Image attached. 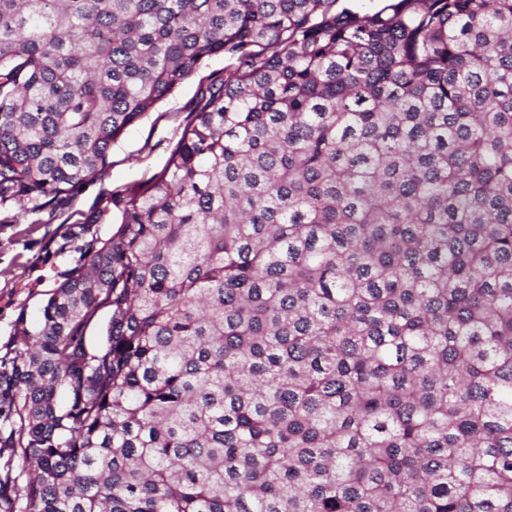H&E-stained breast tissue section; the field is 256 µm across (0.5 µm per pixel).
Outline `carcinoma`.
<instances>
[{"label":"carcinoma","mask_w":512,"mask_h":512,"mask_svg":"<svg viewBox=\"0 0 512 512\" xmlns=\"http://www.w3.org/2000/svg\"><path fill=\"white\" fill-rule=\"evenodd\" d=\"M337 3L0 0L24 212L224 57L0 357V512H512V0Z\"/></svg>","instance_id":"carcinoma-1"}]
</instances>
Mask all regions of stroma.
Listing matches in <instances>:
<instances>
[{"label": "stroma", "instance_id": "1", "mask_svg": "<svg viewBox=\"0 0 512 512\" xmlns=\"http://www.w3.org/2000/svg\"><path fill=\"white\" fill-rule=\"evenodd\" d=\"M224 72V59L206 61L112 145L106 173L75 189L66 223H47L46 211L20 215L16 200L0 201V355L16 349L22 329H35L51 293L83 266L114 221L91 223L113 192L139 186L166 164L202 90Z\"/></svg>", "mask_w": 512, "mask_h": 512}]
</instances>
